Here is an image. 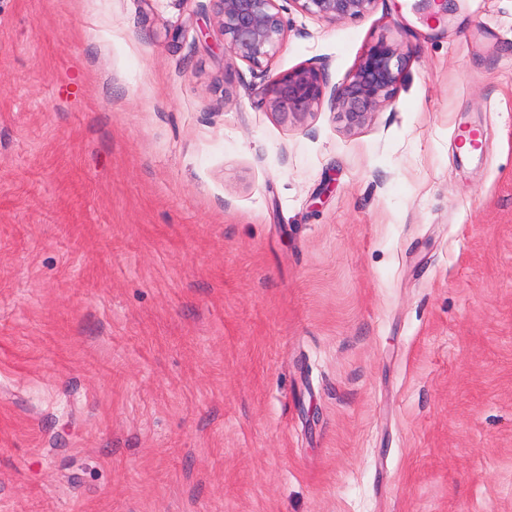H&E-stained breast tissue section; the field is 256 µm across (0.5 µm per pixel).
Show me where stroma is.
Returning a JSON list of instances; mask_svg holds the SVG:
<instances>
[{
	"label": "stroma",
	"mask_w": 512,
	"mask_h": 512,
	"mask_svg": "<svg viewBox=\"0 0 512 512\" xmlns=\"http://www.w3.org/2000/svg\"><path fill=\"white\" fill-rule=\"evenodd\" d=\"M269 111L210 0H0V512H512V0L293 10ZM403 65L397 45L378 41L331 91L327 100L330 111L341 113L349 126L363 124L369 114L395 96ZM326 79L320 68L305 66L280 74L266 88L268 107L283 119L288 114L311 112L323 105Z\"/></svg>",
	"instance_id": "1"
}]
</instances>
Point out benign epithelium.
I'll return each mask as SVG.
<instances>
[{
    "label": "benign epithelium",
    "instance_id": "7a95c632",
    "mask_svg": "<svg viewBox=\"0 0 512 512\" xmlns=\"http://www.w3.org/2000/svg\"><path fill=\"white\" fill-rule=\"evenodd\" d=\"M217 33L226 49L225 65L241 60L253 72H267L268 63L289 33L285 13L290 8L338 23L371 14L378 0H211ZM404 57L399 48L381 40L371 46L346 80L326 93L325 74L305 66L280 74L266 88L270 111L283 119L328 104L348 125L365 122L382 103L390 101L400 82Z\"/></svg>",
    "mask_w": 512,
    "mask_h": 512
}]
</instances>
